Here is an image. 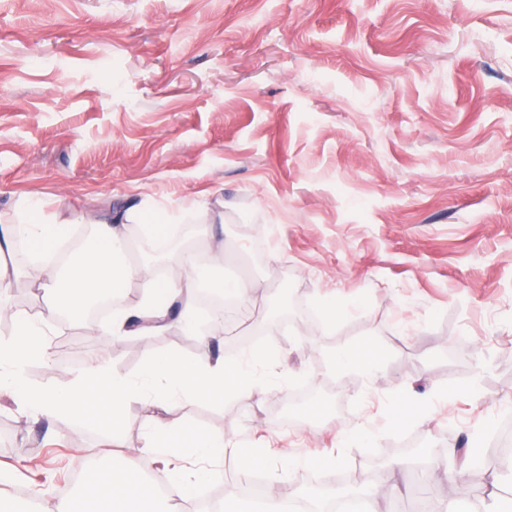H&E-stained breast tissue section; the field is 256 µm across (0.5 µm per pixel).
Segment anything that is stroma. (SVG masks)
<instances>
[{"label": "stroma", "instance_id": "35a3bbf8", "mask_svg": "<svg viewBox=\"0 0 512 512\" xmlns=\"http://www.w3.org/2000/svg\"><path fill=\"white\" fill-rule=\"evenodd\" d=\"M224 202V280L253 283L248 328L288 378L260 399L135 402L117 438L89 422L0 401V499L55 512L87 460L136 466L146 431L178 421L275 442L306 458L262 470L279 493L321 475L369 485L376 458L413 438L437 452L489 450L512 414V0H0V216L48 208ZM76 340L32 372L106 354L137 375L149 351L194 357L173 327ZM370 346L372 375L342 371ZM421 401L402 417L405 397ZM355 424L365 441L337 448ZM340 457L336 467L327 459ZM456 497L512 498V460L480 461ZM378 512H419L412 471L383 469ZM218 462L174 512L244 497ZM377 363V357L344 349L337 351L332 358V364L337 369H356L363 374H371Z\"/></svg>", "mask_w": 512, "mask_h": 512}]
</instances>
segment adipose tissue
Returning <instances> with one entry per match:
<instances>
[{
  "mask_svg": "<svg viewBox=\"0 0 512 512\" xmlns=\"http://www.w3.org/2000/svg\"><path fill=\"white\" fill-rule=\"evenodd\" d=\"M160 214L148 206L112 207L105 203L92 209L77 210L70 216L46 213L42 203L20 200L11 221L0 224V257L11 253L18 241L28 242L34 252L45 254L68 241L73 222L93 225V234L76 251L67 255V274L56 265H42L34 277L36 288L47 296L39 315L16 311L6 300L11 286L9 271L0 267V319L15 323L16 332L0 341V399L18 405L34 416L49 419L71 416L92 420L108 437L120 435L128 426V405L136 400L167 404L182 398L220 402L235 396L243 402L269 393L284 375L276 369V357L255 353L251 360L228 361L203 348L196 359L175 353H150L141 372L133 378L112 374L105 362L89 363L81 376L58 384L35 386L28 382L26 368L31 360H50L47 338L63 317H78L85 301L106 293L122 299L123 290L134 280L142 282L145 294L133 308L123 307L113 321L111 333L124 335L126 321L138 320L142 336L163 335L173 323L204 338L220 335L214 313L198 316L193 312L202 268L222 264V252L194 249L181 258L182 273L177 281L156 277L149 266L132 265L118 257L127 238L128 227L142 225L145 233L161 232ZM139 469L107 465L86 471L73 498L61 502L56 512H166L165 503L192 497L195 487L208 475L204 462L239 456L240 474L250 477L253 463L276 460L288 466L299 464V457L271 442L256 445L254 452L242 451L233 436L216 431H191L171 423L147 433L136 450ZM164 455L185 456L198 461L199 469L168 474L163 496L147 488L142 475Z\"/></svg>",
  "mask_w": 512,
  "mask_h": 512,
  "instance_id": "adipose-tissue-1",
  "label": "adipose tissue"
}]
</instances>
